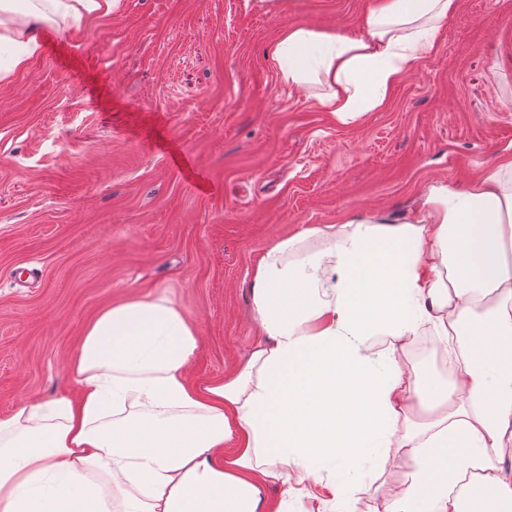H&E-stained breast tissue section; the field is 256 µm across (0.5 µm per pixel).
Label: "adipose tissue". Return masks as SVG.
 Instances as JSON below:
<instances>
[{"mask_svg":"<svg viewBox=\"0 0 512 512\" xmlns=\"http://www.w3.org/2000/svg\"><path fill=\"white\" fill-rule=\"evenodd\" d=\"M458 0H374L366 34L305 27L273 48L280 79L315 81L345 125L380 110L433 46ZM120 0H0V43L24 68L55 16L108 15ZM262 338L205 389L187 367L194 323L165 295L101 310L73 356L77 399L0 418V512H290L326 474L324 503L356 512L362 460H418L384 512H512V473L476 490L470 469L512 452V172L432 187L399 224L306 227L274 242L252 277ZM455 346L448 381L415 386L401 350ZM346 452H338L337 441ZM295 474L283 471L284 463ZM280 488L278 497L265 494Z\"/></svg>","mask_w":512,"mask_h":512,"instance_id":"adipose-tissue-1","label":"adipose tissue"}]
</instances>
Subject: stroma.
Here are the masks:
<instances>
[{
	"mask_svg": "<svg viewBox=\"0 0 512 512\" xmlns=\"http://www.w3.org/2000/svg\"><path fill=\"white\" fill-rule=\"evenodd\" d=\"M372 0H122L41 30L0 83V417L73 398L71 357L108 304L164 293L195 324L203 387L261 336L268 247L302 228L420 213L430 187L512 168V0H458L379 111L341 124L281 82L288 26L362 37ZM205 177V190L190 180ZM365 469L381 512L414 460Z\"/></svg>",
	"mask_w": 512,
	"mask_h": 512,
	"instance_id": "35a3bbf8",
	"label": "stroma"
}]
</instances>
